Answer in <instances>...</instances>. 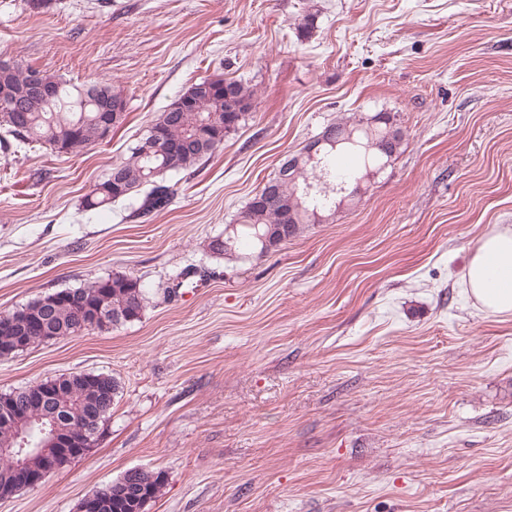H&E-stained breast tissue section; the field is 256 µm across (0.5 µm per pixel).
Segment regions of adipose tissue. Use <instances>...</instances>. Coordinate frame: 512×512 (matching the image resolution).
<instances>
[{
  "label": "adipose tissue",
  "instance_id": "adipose-tissue-1",
  "mask_svg": "<svg viewBox=\"0 0 512 512\" xmlns=\"http://www.w3.org/2000/svg\"><path fill=\"white\" fill-rule=\"evenodd\" d=\"M464 282L482 311L512 314V226L502 224L485 234L472 253Z\"/></svg>",
  "mask_w": 512,
  "mask_h": 512
}]
</instances>
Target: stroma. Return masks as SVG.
<instances>
[{"label": "stroma", "mask_w": 512, "mask_h": 512, "mask_svg": "<svg viewBox=\"0 0 512 512\" xmlns=\"http://www.w3.org/2000/svg\"><path fill=\"white\" fill-rule=\"evenodd\" d=\"M1 56L110 83L126 119L68 154L0 148V315L115 273L149 301L0 358V393L80 372L120 386L96 445L0 512H78L134 468L165 476L146 512H512V314L462 278L512 225V0H0ZM213 77L247 82L253 107L166 174L170 204L85 208ZM378 112L403 141L361 195L266 256L210 253L285 159Z\"/></svg>", "instance_id": "1"}]
</instances>
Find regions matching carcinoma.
Wrapping results in <instances>:
<instances>
[{
    "label": "carcinoma",
    "instance_id": "carcinoma-1",
    "mask_svg": "<svg viewBox=\"0 0 512 512\" xmlns=\"http://www.w3.org/2000/svg\"><path fill=\"white\" fill-rule=\"evenodd\" d=\"M36 72L0 59V125L19 145L40 142L58 153H68L100 143L102 134L120 126L125 113L107 110V100L121 94L107 83L70 87L45 72L53 85L52 95L31 97L21 94L29 76ZM214 91L193 94L191 105L167 108L151 121L158 148L143 154L131 148L128 160L112 168L108 177L85 196L86 208H99L116 200L139 195L141 203L133 216H147L165 207L173 191L159 182L167 173L194 168L203 158L224 145V136L235 130L252 108L250 87L236 79L200 80ZM322 134L330 143L323 146L325 163L315 169L302 166L292 179L275 175V192L251 200L239 214V227L209 243L212 253L226 258L238 249L250 247L263 256L276 250L299 230L332 211L342 184L350 177L333 162L338 154L356 155L364 169H380L392 159L402 143L398 137L382 148L386 125L368 127L363 120L333 123ZM72 299L50 300L39 296L12 313L16 325L0 329V357L13 355L47 340L79 336L94 330L131 322L141 317L147 293L140 279L115 274L77 288H67ZM54 396L41 400L28 386L0 393V403L14 405L37 417L50 416L66 429L90 417L89 434H101L112 413L118 382L103 374H62L53 380ZM19 416L0 408V447H9L17 432ZM165 479L160 471L142 469L126 472L120 479L97 490L94 512H144L145 505L158 498ZM15 492V475L10 463L0 459V493Z\"/></svg>",
    "mask_w": 512,
    "mask_h": 512
}]
</instances>
